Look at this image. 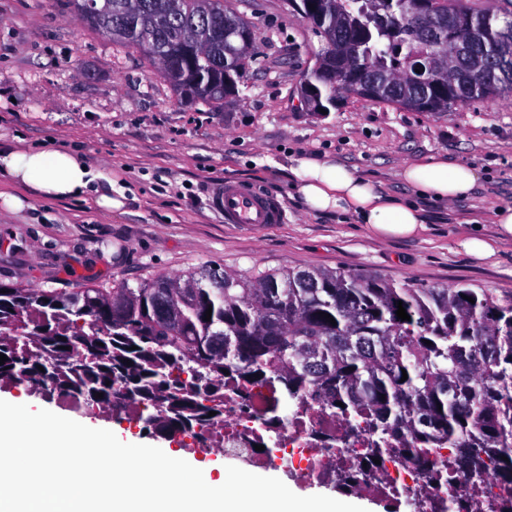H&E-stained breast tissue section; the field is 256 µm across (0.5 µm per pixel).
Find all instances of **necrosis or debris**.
<instances>
[{
  "mask_svg": "<svg viewBox=\"0 0 512 512\" xmlns=\"http://www.w3.org/2000/svg\"><path fill=\"white\" fill-rule=\"evenodd\" d=\"M248 403L245 411L239 399L225 400L223 422L198 430V438L221 444L225 452L242 453L249 461L293 469L318 482L348 472L356 475L364 493L422 497L424 512H441L451 498L468 505L470 512H489L475 484H447L432 469L412 460L382 466L372 462V436L364 423L324 416L312 401L275 423L269 413L270 393H253ZM260 443L266 445V452L257 451Z\"/></svg>",
  "mask_w": 512,
  "mask_h": 512,
  "instance_id": "4bbe7bcc",
  "label": "necrosis or debris"
}]
</instances>
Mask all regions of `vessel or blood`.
<instances>
[{
  "label": "vessel or blood",
  "mask_w": 512,
  "mask_h": 512,
  "mask_svg": "<svg viewBox=\"0 0 512 512\" xmlns=\"http://www.w3.org/2000/svg\"><path fill=\"white\" fill-rule=\"evenodd\" d=\"M217 204L228 224H282L286 221L282 204L245 183L224 184L218 191Z\"/></svg>",
  "instance_id": "1"
}]
</instances>
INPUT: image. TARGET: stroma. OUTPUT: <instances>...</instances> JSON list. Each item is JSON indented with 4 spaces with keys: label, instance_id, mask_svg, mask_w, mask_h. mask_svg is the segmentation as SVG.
Wrapping results in <instances>:
<instances>
[{
    "label": "stroma",
    "instance_id": "stroma-1",
    "mask_svg": "<svg viewBox=\"0 0 512 512\" xmlns=\"http://www.w3.org/2000/svg\"><path fill=\"white\" fill-rule=\"evenodd\" d=\"M252 26L257 59L239 96L185 103L134 48L113 44L74 14L69 0H0V146L77 151L126 190L124 212L94 200L0 208V283L72 290L84 282L130 286L208 266L250 277L316 267L371 273L413 287L512 292V243L477 262L460 247L468 221L492 233L494 205L512 203V94L447 112H411L351 98L327 113L299 103L320 36L285 0H224ZM331 154L410 194L405 163L440 154L477 167L474 196L427 204L419 237L380 241L359 225L305 213L290 195L289 158ZM248 182L282 202V224H228L213 199ZM0 399L49 406L67 418L169 448L109 415L87 418L58 401L2 387Z\"/></svg>",
    "mask_w": 512,
    "mask_h": 512
}]
</instances>
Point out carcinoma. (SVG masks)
Wrapping results in <instances>:
<instances>
[{"instance_id": "cac0c4a2", "label": "carcinoma", "mask_w": 512, "mask_h": 512, "mask_svg": "<svg viewBox=\"0 0 512 512\" xmlns=\"http://www.w3.org/2000/svg\"><path fill=\"white\" fill-rule=\"evenodd\" d=\"M369 2L316 0L312 13L316 33L346 41L349 68H367L380 91L375 102L438 96L451 109L512 93L503 15L443 0L472 53L434 90L398 76L405 58L424 50L409 0H382L380 21ZM96 8L90 28L102 35L122 25L129 34L113 41L141 51L149 41L182 55L181 78L169 81L175 92L199 88L206 104L224 99L246 25L224 0H97ZM203 14L224 40L203 30ZM344 79L317 59L302 81L334 109ZM399 301L410 320L397 318ZM0 354L8 357L1 385L77 400L90 415L113 414L172 438L224 418L226 385L239 396L271 392L281 417L310 398L323 412L365 421L380 459L428 464L446 454L452 477L473 483L495 474L497 484L480 491L493 512H512V294L465 284L411 288L319 268L253 277L209 268L136 288L70 292L0 284Z\"/></svg>"}]
</instances>
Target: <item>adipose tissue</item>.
Segmentation results:
<instances>
[{
	"label": "adipose tissue",
	"mask_w": 512,
	"mask_h": 512,
	"mask_svg": "<svg viewBox=\"0 0 512 512\" xmlns=\"http://www.w3.org/2000/svg\"><path fill=\"white\" fill-rule=\"evenodd\" d=\"M304 209L311 214L349 216L378 239L413 238L425 232L426 216L417 202L385 195L379 182L330 156L292 158L288 168ZM402 179L419 196L451 203L471 197L478 185L476 168L451 162L439 155L403 166ZM35 192L47 200L94 197L107 210L125 205L123 187L116 181L101 183L100 176L79 153L32 146L0 151V179ZM496 232L487 237L470 234L462 247L482 260L494 254L499 243L512 241V204L494 210Z\"/></svg>",
	"instance_id": "ef3b65f1"
}]
</instances>
